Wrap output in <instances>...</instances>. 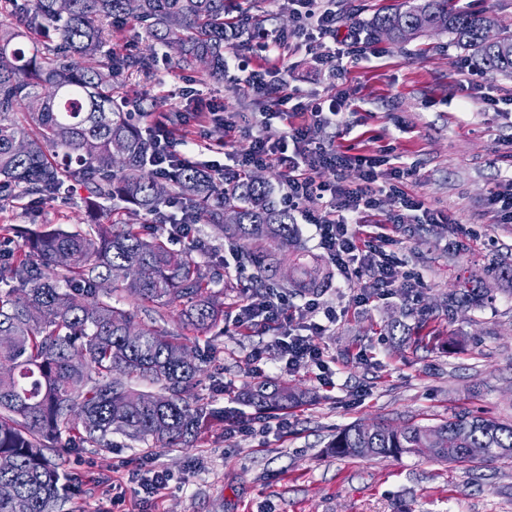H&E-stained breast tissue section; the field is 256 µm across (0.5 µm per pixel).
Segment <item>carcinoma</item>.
I'll use <instances>...</instances> for the list:
<instances>
[{"label": "carcinoma", "mask_w": 512, "mask_h": 512, "mask_svg": "<svg viewBox=\"0 0 512 512\" xmlns=\"http://www.w3.org/2000/svg\"><path fill=\"white\" fill-rule=\"evenodd\" d=\"M0 0L15 22L0 27V191L53 198L70 182L87 191L83 231H21L22 244L0 252V512H75V489L59 456L68 448L108 449L120 433L147 447L184 448L197 434L202 407L184 399L200 373L189 348L167 329L170 319L205 332L224 319V302L208 274L188 256L133 224L103 220L104 203L119 200L168 220L182 202L178 234L204 222L239 246L242 262L286 287L327 285L322 261L297 237L291 212L268 184L248 173L221 188L218 178L185 163L156 172L153 138L131 120L137 101L117 100L122 73H149L157 47H177L179 69L224 74V43L242 30L224 22V0ZM133 20L145 49L123 59L105 50ZM483 11L455 10L448 0H406L377 15L370 32L407 43L430 28L473 55L490 72L512 77V33L495 42ZM120 278L140 303H112L106 285ZM468 295L443 297L450 312ZM156 387L154 392L136 388ZM259 410L284 408L296 394L275 382L247 393ZM330 448L339 457L405 453L462 464L512 460V423L458 412L433 426L353 424Z\"/></svg>", "instance_id": "cac0c4a2"}]
</instances>
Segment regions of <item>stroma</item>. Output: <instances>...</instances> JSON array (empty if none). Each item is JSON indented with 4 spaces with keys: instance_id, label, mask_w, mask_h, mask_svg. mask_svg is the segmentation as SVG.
<instances>
[{
    "instance_id": "35a3bbf8",
    "label": "stroma",
    "mask_w": 512,
    "mask_h": 512,
    "mask_svg": "<svg viewBox=\"0 0 512 512\" xmlns=\"http://www.w3.org/2000/svg\"><path fill=\"white\" fill-rule=\"evenodd\" d=\"M372 44L375 54L344 59L341 87L329 84L305 51L285 58L282 76L306 103L346 91L353 106L342 126L322 129L318 140L335 141L353 156H401L409 169L404 191L452 223L427 224L412 211L405 223L389 225L386 251L398 259L400 285L373 302L358 305V280L337 273L319 293L337 313L316 337L334 375L331 388L310 364L281 369L272 347L277 325H234L251 275L239 273L235 246L209 225H193L174 249L222 273L224 320L203 334L176 319L168 329L201 367L185 397L210 415L186 448H148L116 433L111 449L64 454L62 466L79 487L76 512H94L103 500L115 512H512V461L461 466L416 455L339 458L329 449L340 430L358 422L434 425L470 411L512 423V283L501 276L512 265V223L489 205L493 193L512 187V78L482 72L476 87L461 91L460 68L470 56L444 33L404 44L378 36ZM239 61L221 78L191 75L171 62L118 83L145 111L182 113L186 155L205 164L215 155L198 151L195 140L220 145L224 127L194 121L183 87L247 118L230 151L247 152L261 130L283 128L274 103L253 95L246 82L256 64L251 50ZM490 96L502 100L500 110L487 104ZM257 112L265 113L266 127L251 125ZM85 195L74 183L48 200H0V243L8 244L14 225L84 229ZM464 285L474 288L478 304L448 314L443 294ZM257 350L266 379L301 391L288 410L263 414L247 404ZM226 408L242 409L255 432L227 435ZM282 418L288 425L280 429ZM157 470L169 483L152 497L138 481Z\"/></svg>"
}]
</instances>
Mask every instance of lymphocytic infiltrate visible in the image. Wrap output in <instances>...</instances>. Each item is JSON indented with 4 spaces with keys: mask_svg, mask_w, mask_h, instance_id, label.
<instances>
[{
    "mask_svg": "<svg viewBox=\"0 0 512 512\" xmlns=\"http://www.w3.org/2000/svg\"><path fill=\"white\" fill-rule=\"evenodd\" d=\"M286 3L295 16V26L262 43L259 61L248 75V85L254 92L266 97L279 92L280 86L273 80L274 75L281 72L279 64L299 49L315 51L319 65L333 81L342 76L343 58L371 52L372 46L362 38L358 25H349L346 33H339L336 14L325 0H286ZM350 106L346 94L340 92L328 100L318 98L306 107L295 106L282 111L280 117L285 129L278 138L255 136L247 153L229 154L227 163L214 161L209 168L228 183L258 166L276 164L284 168L286 202L290 208L303 211L307 223L315 228L321 249L340 274L349 277L368 273V281L360 285L359 301L364 304L379 290L394 285L395 260L382 248L389 240L386 225L402 223L408 211L422 212L432 224L446 223L447 218L402 191L400 182L407 170L401 162H393L389 170L384 171L379 159L352 157L332 143L314 144L313 132L335 124L337 116ZM354 163L363 170L361 183L351 185L340 179L327 186L315 178L319 169L333 168L340 172ZM383 193L393 197L399 210L389 215L387 221L377 222L375 229H365L364 223L370 211L375 210L378 195ZM320 314L331 322L336 319L333 311H321L317 299H309L304 306L294 308L286 297L271 292L264 298L244 301L239 307L237 323L244 328L279 323L282 333L273 346L285 368L309 362L317 368L318 380L328 384L332 375L323 361V350L314 338L315 333L323 329L316 320Z\"/></svg>",
    "mask_w": 512,
    "mask_h": 512,
    "instance_id": "obj_1",
    "label": "lymphocytic infiltrate"
}]
</instances>
